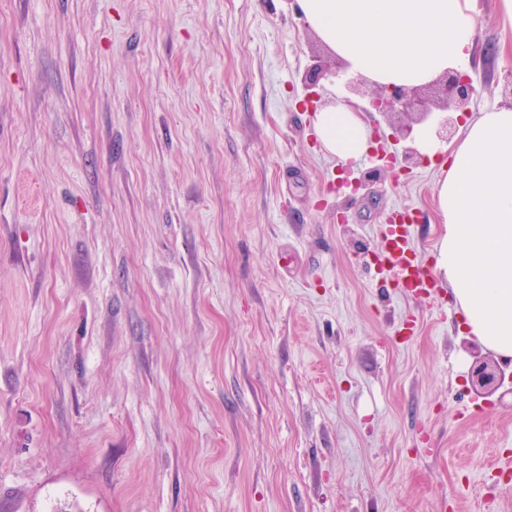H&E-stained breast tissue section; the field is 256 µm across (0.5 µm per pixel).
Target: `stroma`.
<instances>
[{"mask_svg": "<svg viewBox=\"0 0 512 512\" xmlns=\"http://www.w3.org/2000/svg\"><path fill=\"white\" fill-rule=\"evenodd\" d=\"M323 61L295 0H0V512H512L447 282L373 262L411 209L433 272L439 172L342 78L307 107ZM345 98L383 157L323 151Z\"/></svg>", "mask_w": 512, "mask_h": 512, "instance_id": "stroma-1", "label": "stroma"}]
</instances>
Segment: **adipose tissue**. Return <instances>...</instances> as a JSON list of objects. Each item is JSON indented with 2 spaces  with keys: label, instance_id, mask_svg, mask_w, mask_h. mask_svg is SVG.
Masks as SVG:
<instances>
[{
  "label": "adipose tissue",
  "instance_id": "adipose-tissue-1",
  "mask_svg": "<svg viewBox=\"0 0 512 512\" xmlns=\"http://www.w3.org/2000/svg\"><path fill=\"white\" fill-rule=\"evenodd\" d=\"M319 39L346 72L376 86H420L448 70L470 71L480 22L476 0H297ZM455 142L431 132L418 142L438 158L436 208L446 230L436 270L452 290L462 332L481 351L512 362V109L465 116ZM322 148L341 161L363 155L360 114L338 104L319 112Z\"/></svg>",
  "mask_w": 512,
  "mask_h": 512
}]
</instances>
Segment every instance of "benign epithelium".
Wrapping results in <instances>:
<instances>
[{
  "instance_id": "obj_1",
  "label": "benign epithelium",
  "mask_w": 512,
  "mask_h": 512,
  "mask_svg": "<svg viewBox=\"0 0 512 512\" xmlns=\"http://www.w3.org/2000/svg\"><path fill=\"white\" fill-rule=\"evenodd\" d=\"M476 95L470 76L448 70L424 86H380L372 93L370 105L398 124L406 137L412 132V125L429 122L438 114L470 111ZM470 379L477 392L493 393L504 384L505 372L496 362L477 353Z\"/></svg>"
}]
</instances>
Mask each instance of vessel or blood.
Masks as SVG:
<instances>
[{
	"label": "vessel or blood",
	"mask_w": 512,
	"mask_h": 512,
	"mask_svg": "<svg viewBox=\"0 0 512 512\" xmlns=\"http://www.w3.org/2000/svg\"><path fill=\"white\" fill-rule=\"evenodd\" d=\"M411 231V225L398 224L391 219L382 224L380 227L382 245L377 260L380 264H391L397 267L405 294L429 296L435 294L436 284L433 278L424 273L410 256Z\"/></svg>",
	"instance_id": "b4317fda"
}]
</instances>
